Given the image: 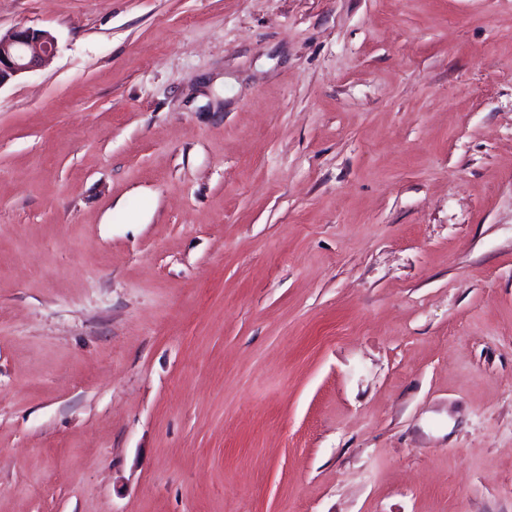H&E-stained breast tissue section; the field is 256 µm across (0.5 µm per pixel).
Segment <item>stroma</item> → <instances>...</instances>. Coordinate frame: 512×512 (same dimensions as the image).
<instances>
[{
	"mask_svg": "<svg viewBox=\"0 0 512 512\" xmlns=\"http://www.w3.org/2000/svg\"><path fill=\"white\" fill-rule=\"evenodd\" d=\"M0 512H512V0H0ZM55 51L54 37L44 30L16 28L0 33V87L38 68Z\"/></svg>",
	"mask_w": 512,
	"mask_h": 512,
	"instance_id": "obj_1",
	"label": "stroma"
}]
</instances>
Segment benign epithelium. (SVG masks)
I'll use <instances>...</instances> for the list:
<instances>
[{"mask_svg": "<svg viewBox=\"0 0 512 512\" xmlns=\"http://www.w3.org/2000/svg\"><path fill=\"white\" fill-rule=\"evenodd\" d=\"M55 51L54 37L44 30L16 28L0 33V87L38 68Z\"/></svg>", "mask_w": 512, "mask_h": 512, "instance_id": "obj_1", "label": "benign epithelium"}]
</instances>
